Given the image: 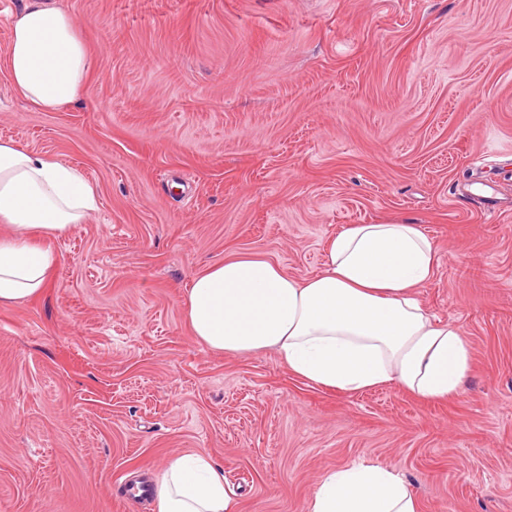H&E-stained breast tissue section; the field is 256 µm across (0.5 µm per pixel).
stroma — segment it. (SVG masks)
Masks as SVG:
<instances>
[{
  "instance_id": "stroma-1",
  "label": "stroma",
  "mask_w": 512,
  "mask_h": 512,
  "mask_svg": "<svg viewBox=\"0 0 512 512\" xmlns=\"http://www.w3.org/2000/svg\"><path fill=\"white\" fill-rule=\"evenodd\" d=\"M51 3L90 79L47 112L0 60V141L79 169L98 207L47 291L0 308V512H156L129 488L195 451L235 512H306L363 460L420 512H512V0ZM384 220L437 244L417 297L471 345L456 398L322 388L191 335L206 266L255 252L305 278L346 225Z\"/></svg>"
}]
</instances>
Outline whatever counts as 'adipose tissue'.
I'll return each instance as SVG.
<instances>
[{
    "instance_id": "obj_1",
    "label": "adipose tissue",
    "mask_w": 512,
    "mask_h": 512,
    "mask_svg": "<svg viewBox=\"0 0 512 512\" xmlns=\"http://www.w3.org/2000/svg\"><path fill=\"white\" fill-rule=\"evenodd\" d=\"M5 65L18 93L53 111L75 103L90 54L75 18L26 0L9 18ZM95 185L74 167L0 142V306L37 298L56 263L54 243L95 209ZM434 242L401 221L351 224L327 245L323 270L295 279L255 254L195 274L184 294L192 335L215 351H275L306 382L358 393L397 383L425 401L456 397L471 367L462 332L440 323L416 290L436 273ZM156 512H231L224 471L202 453L174 458L156 487ZM307 512H419L393 469L362 461L328 471Z\"/></svg>"
}]
</instances>
